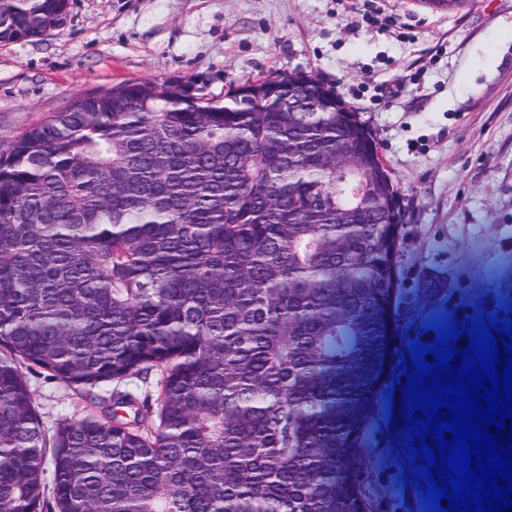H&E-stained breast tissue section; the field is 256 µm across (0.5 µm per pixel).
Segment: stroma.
<instances>
[{"mask_svg": "<svg viewBox=\"0 0 512 512\" xmlns=\"http://www.w3.org/2000/svg\"><path fill=\"white\" fill-rule=\"evenodd\" d=\"M68 0L59 28L0 43V145L128 81L186 80L216 99L277 74L335 89L372 130L405 209L396 258L400 349L458 314L512 306V0L448 14L377 0ZM47 437L103 416L82 389L24 368ZM160 371L98 387L157 409ZM378 399L365 440L366 512H425L404 482V440Z\"/></svg>", "mask_w": 512, "mask_h": 512, "instance_id": "stroma-1", "label": "stroma"}]
</instances>
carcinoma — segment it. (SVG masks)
<instances>
[{
    "mask_svg": "<svg viewBox=\"0 0 512 512\" xmlns=\"http://www.w3.org/2000/svg\"><path fill=\"white\" fill-rule=\"evenodd\" d=\"M67 8L0 0V42ZM313 94L127 82L0 148V512H358L399 283L376 139ZM25 365L160 368L157 414L49 440Z\"/></svg>",
    "mask_w": 512,
    "mask_h": 512,
    "instance_id": "1",
    "label": "carcinoma"
}]
</instances>
